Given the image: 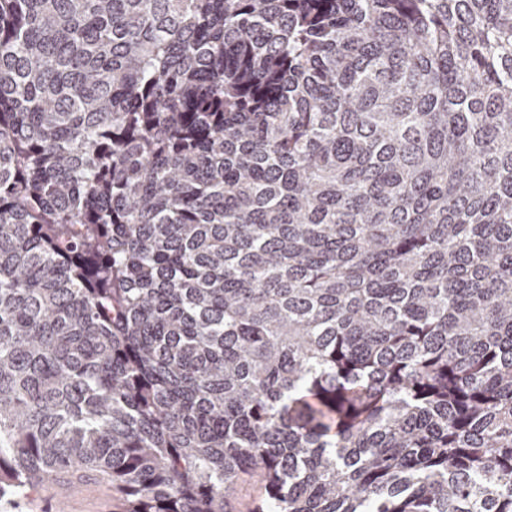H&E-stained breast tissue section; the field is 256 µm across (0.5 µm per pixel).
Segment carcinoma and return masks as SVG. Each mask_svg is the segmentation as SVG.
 Here are the masks:
<instances>
[{
  "label": "carcinoma",
  "instance_id": "1",
  "mask_svg": "<svg viewBox=\"0 0 512 512\" xmlns=\"http://www.w3.org/2000/svg\"><path fill=\"white\" fill-rule=\"evenodd\" d=\"M512 512V0H0V498ZM36 480H45L51 484L55 497L57 512H72L76 510V504L88 496L79 507L85 509L99 508V499L104 500L112 496V484L105 478L99 483L90 486L84 482L73 481L58 474L52 468L40 470L36 474ZM53 495L49 491H41L32 494L26 499L13 500L0 499V512H56L53 510Z\"/></svg>",
  "mask_w": 512,
  "mask_h": 512
}]
</instances>
